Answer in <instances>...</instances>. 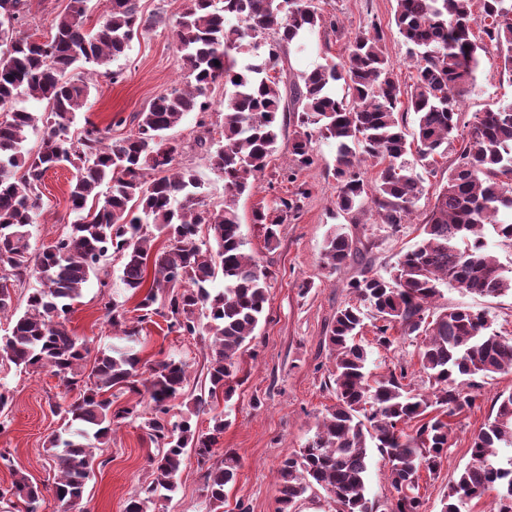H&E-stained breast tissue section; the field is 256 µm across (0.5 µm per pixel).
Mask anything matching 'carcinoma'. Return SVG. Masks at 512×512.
Wrapping results in <instances>:
<instances>
[{"label":"carcinoma","mask_w":512,"mask_h":512,"mask_svg":"<svg viewBox=\"0 0 512 512\" xmlns=\"http://www.w3.org/2000/svg\"><path fill=\"white\" fill-rule=\"evenodd\" d=\"M475 0H396L394 22L417 61L413 88H401L385 53L380 24L355 37L347 61L317 67L295 84L296 124L291 154L294 167L314 164V135L336 147V216L350 224L371 208L383 223H406L423 192V178L403 157L410 144L401 107L414 113L418 162L430 166L455 139L459 105L473 88L481 54L506 49L504 66L512 72V0H481L491 19L478 39ZM88 0H69L58 15L51 39L39 42L19 30L30 12L28 0H0V316L15 317L11 333L0 338V360L24 371L52 369L77 397L60 409L76 429L51 436L48 450L57 466L56 495L63 512L83 500L97 451L110 447L114 428L139 417L136 407L115 405L114 389L147 396L150 417L144 423L150 482L131 498L126 512H150L156 494L173 492L188 456L202 472L201 496L208 512H224L225 487L236 481L241 460L232 448L216 458L224 433V415L215 414L202 429L196 417L218 400L232 399L237 379L235 355L255 338L267 302L271 272L245 253L237 199L264 172L278 139L282 95L271 76L281 47H302L323 26L315 0H191L174 37L182 66L193 78L186 90L152 100L135 117L137 128L114 139L85 118L80 137L69 129L82 111L90 79L73 76L84 63L107 66L124 53L142 29L139 0H107L99 26L85 27ZM277 34L268 41L266 34ZM254 61L238 66L236 55ZM224 80L221 139L207 122L211 103L206 89ZM21 94L46 103L43 112L13 106ZM187 112L197 113L210 169L224 179V208H203L196 170L176 162L178 146L166 138ZM41 130L35 149L25 148L28 131ZM379 167L373 182L361 162ZM67 164L74 174L68 202L75 221L49 248L34 252L28 226L41 208L40 186L50 170ZM298 192L274 207L260 206L254 223L272 249L280 227L300 209ZM207 236L200 238L202 225ZM496 229L512 247V102L474 116L469 143L448 170L445 183L420 225V239L400 257L388 275L364 269L350 283L381 324L375 341L387 347L390 331L424 335L418 360L431 392L416 393L404 384L405 367L371 378L369 353L357 340L364 327L355 304L336 311L328 343L333 356L336 403L316 426L308 445L284 456L280 465L281 512H294L298 500L320 486L336 512H372L366 496L371 449L387 462V479L397 493L392 512H423L421 472L437 474L453 434L451 418L474 407L477 379L512 372V338L491 330L486 313L457 307L430 314V304L447 284L482 297L512 294V270L490 250L484 225ZM166 244H156L157 235ZM337 228L326 239L323 263L335 270L361 250ZM122 256L120 279L137 295L147 313L164 297L159 314L168 330L181 336H210L204 387L190 395L193 408L172 419L171 402L187 395L189 364L144 361L132 345L145 320L127 317L111 284L99 278L102 261ZM41 288L27 297L15 315L14 286L30 278ZM98 279L101 310L119 339L84 370L87 345L68 328L72 301L91 278ZM223 287H215L217 281ZM497 409L470 444V462L448 487L443 512L496 491L489 512H512V393L501 394ZM12 481L0 487V499L35 503L41 489L29 476L11 469Z\"/></svg>","instance_id":"carcinoma-1"}]
</instances>
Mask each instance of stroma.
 Returning <instances> with one entry per match:
<instances>
[{
	"mask_svg": "<svg viewBox=\"0 0 512 512\" xmlns=\"http://www.w3.org/2000/svg\"><path fill=\"white\" fill-rule=\"evenodd\" d=\"M187 0H141L144 16L156 18V25L131 42L125 53L109 66L99 68L93 77L91 93L82 114L76 115L70 128L79 135L85 119L99 126H111L112 137L126 136L136 128L135 116L156 96L185 87L188 79L182 67L174 28ZM318 6L330 26L314 37L304 52L284 48L281 53L280 89L288 111L282 122L276 149L264 173L237 203L245 249L274 277L268 289L264 316L255 339L238 358V376L242 383L229 402L217 403V411L226 420L220 445L235 449L242 467L234 484L226 487L228 503L244 502L250 512H279L280 461L286 454L305 447L313 437L316 423L336 399L327 382L333 361L325 341L326 330L336 310L355 302L349 284L358 278L363 266L385 275L400 255L419 239L418 227L434 202V193L445 182L458 147L470 137L473 115L512 101V73L503 68L500 51L489 50L480 58L473 91L461 105L457 147L439 159L434 174L424 177V194L409 223L392 228L377 213H367L362 223L345 225V232L375 241L367 263L352 261L338 270L323 264L325 240L337 220V185L333 177L335 149L321 138L312 143L316 162L298 171L295 182L281 180L292 168V142L296 118L290 113V87L302 72L332 61L345 59L355 36L369 30L372 22H381L385 51L394 66L401 86L413 84L417 70L408 58L407 46L393 23L394 0H318ZM200 130L195 113H187L166 136L179 146L181 165L194 168L204 182L203 201L207 210L224 204V180L207 168L196 139ZM73 171L61 166L47 173L41 187L43 207L30 228V244L39 251L65 232L73 221L67 194ZM306 190L300 210L280 228L275 249H267L260 228L253 223L254 209L273 204L282 197ZM97 281H90L74 303L69 327L84 340L91 352L110 346L111 327L98 305ZM469 307L488 314L493 327L512 337V296L478 297L445 285L433 303V311ZM362 338L369 352L370 369L379 376L405 366L411 389L427 391L429 383L418 363V336L396 335L384 348L374 342L372 324H365ZM143 358L189 361L193 373H201L206 363V344L198 337L168 332L161 317L146 323L138 338ZM0 391L9 397L0 409V452L11 458L12 467L0 465V485H10L11 469L28 474L42 490L36 512H62L54 490L56 465L47 449L48 440L63 424L55 405H67L71 399L62 379L53 372L25 373L14 365L0 362ZM512 393V373L497 374L480 382L479 397L473 409L452 419L454 433L448 455L437 474L421 475L420 494L425 512H441L448 483L470 461V442L490 414L496 397ZM120 404L137 406L139 421L122 425L105 449L108 464L95 470L85 486L83 501L89 512H125L128 501L149 481V449L142 441V419L148 418V400L125 394ZM201 473L195 459H187L177 490L171 498L157 497L151 512H205L200 495Z\"/></svg>",
	"mask_w": 512,
	"mask_h": 512,
	"instance_id": "stroma-1",
	"label": "stroma"
}]
</instances>
